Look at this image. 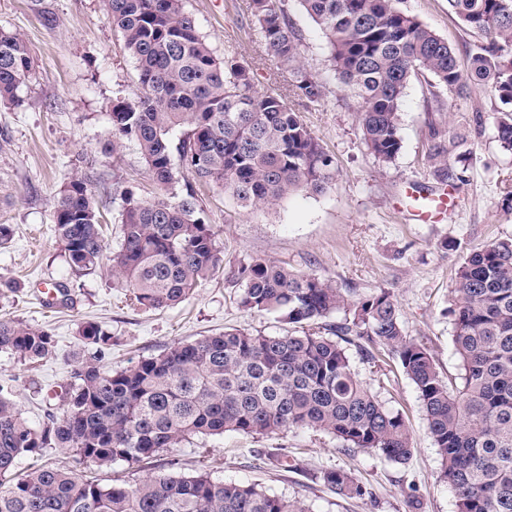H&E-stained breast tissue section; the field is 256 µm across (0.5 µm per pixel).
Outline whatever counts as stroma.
<instances>
[{"label": "stroma", "instance_id": "obj_1", "mask_svg": "<svg viewBox=\"0 0 512 512\" xmlns=\"http://www.w3.org/2000/svg\"><path fill=\"white\" fill-rule=\"evenodd\" d=\"M248 0H186L206 42L251 68L258 94L283 95L336 163V179L323 194L297 193L270 210L241 208L216 185L196 191L223 250L224 272L203 282L179 305L156 311L129 305L126 290L106 270L71 280L53 224V204L73 176L90 174L110 248L121 240L123 202L112 186H131L138 198L158 196L134 144L120 156L105 154L109 109L116 91L132 95L137 71L119 34L106 20L105 0H0V27L19 33L32 57V71L18 103L0 104V224L13 238L0 249V321L48 330L53 357L28 366L0 351V385L31 426L55 410L70 365L85 354L78 336L93 321L112 336L105 362L120 369L158 355L175 341H192L234 327L276 336L284 323L238 304L242 286L230 268L261 256L313 272L353 296L391 291L408 335L423 337L443 375L459 372L447 314L456 270L474 248L512 237V151L502 148L492 120L496 101L487 86L470 84L449 97L430 74L412 78L400 105L401 149L389 163L365 146L360 105L335 78L319 27L299 5L289 17L301 36V58L325 87L320 102L288 92L289 73L265 53ZM399 6L452 45L467 60L480 37L448 10L447 0H400ZM440 130L448 163L430 154ZM448 192V213L438 223L414 221L406 192L411 185ZM70 285L67 305L50 304L53 283ZM381 397L399 410L410 429L413 455L406 465L372 452L342 450L330 436L308 429L284 440L227 433L195 438L158 457L154 468L210 472L213 478L255 483L267 492L303 499L312 512H409L416 493L422 512H456L455 499L439 478V458L427 431L419 393L401 370H393ZM294 449L296 472L256 465L252 454L277 444ZM354 472L370 488L364 500L333 493L318 474L327 468Z\"/></svg>", "mask_w": 512, "mask_h": 512}]
</instances>
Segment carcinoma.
<instances>
[{
  "mask_svg": "<svg viewBox=\"0 0 512 512\" xmlns=\"http://www.w3.org/2000/svg\"><path fill=\"white\" fill-rule=\"evenodd\" d=\"M106 2L108 23L136 63L138 88L112 101L105 151L135 144L163 194L142 200L116 187L123 202L116 251H108L86 176L61 187L53 223L74 276L105 264L134 305L162 310L193 295L223 264L192 181L220 186L245 209H269L298 192H326L335 164L283 97L254 91L246 63L215 55L184 0ZM297 2L325 34L334 74L361 100L363 138L379 161L399 153L400 103L424 72L450 94L471 81L489 85L499 101L498 140L512 151V0H448L485 37L465 69L399 0ZM289 7L290 0L248 3L267 56L290 72L294 94L319 101L325 87L301 60ZM31 67L22 36L0 28V102L17 100ZM230 274L242 284L239 305L279 316L285 333L228 328L114 370L104 363L112 336L86 322L79 336L91 352L72 363L58 412L40 427L0 393V512H310L300 498L207 471L160 469L102 483L47 460V451L135 471L195 437L310 428L345 449L405 465L413 446L404 417L359 378L354 352L374 364L396 362L415 384L456 512H512V239L469 253L458 267L448 316L460 372L448 381L427 344L407 334L386 289L353 297L316 274L259 257ZM339 313L344 318L331 321ZM0 350L35 363L55 353V340L43 328L1 321ZM30 454L35 461L18 469ZM266 457L299 469L286 447ZM318 479L345 499L370 496L349 470L325 469Z\"/></svg>",
  "mask_w": 512,
  "mask_h": 512,
  "instance_id": "obj_1",
  "label": "carcinoma"
}]
</instances>
